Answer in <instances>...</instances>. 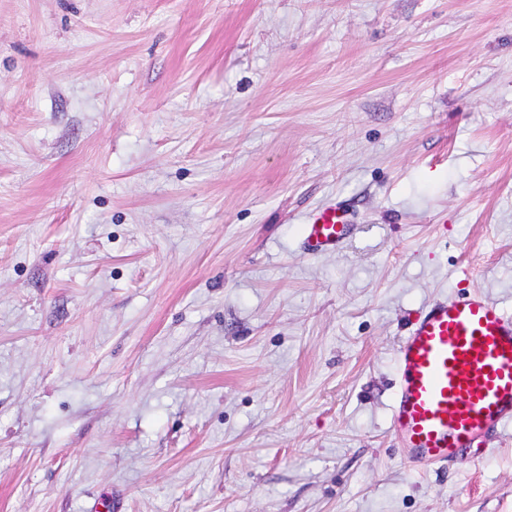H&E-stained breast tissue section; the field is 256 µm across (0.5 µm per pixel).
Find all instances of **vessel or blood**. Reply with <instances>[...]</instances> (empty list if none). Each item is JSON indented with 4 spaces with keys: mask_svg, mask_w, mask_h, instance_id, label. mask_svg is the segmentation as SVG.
<instances>
[{
    "mask_svg": "<svg viewBox=\"0 0 512 512\" xmlns=\"http://www.w3.org/2000/svg\"><path fill=\"white\" fill-rule=\"evenodd\" d=\"M352 224L343 202L319 207L303 226V250L336 249ZM394 364L389 430L409 466L457 464L466 449L512 425V314L482 293L417 311Z\"/></svg>",
    "mask_w": 512,
    "mask_h": 512,
    "instance_id": "vessel-or-blood-1",
    "label": "vessel or blood"
}]
</instances>
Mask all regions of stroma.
<instances>
[{"label": "stroma", "instance_id": "obj_1", "mask_svg": "<svg viewBox=\"0 0 512 512\" xmlns=\"http://www.w3.org/2000/svg\"><path fill=\"white\" fill-rule=\"evenodd\" d=\"M475 290L512 313V0H0V512H512V428L389 431ZM352 224V213L343 202L334 200L319 207L303 224V250L318 255L336 249L349 236Z\"/></svg>", "mask_w": 512, "mask_h": 512}]
</instances>
